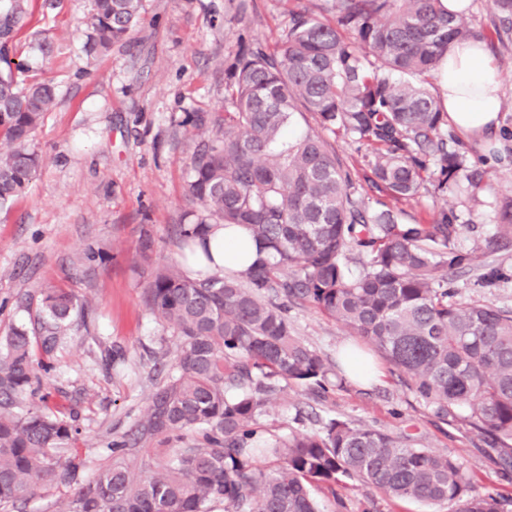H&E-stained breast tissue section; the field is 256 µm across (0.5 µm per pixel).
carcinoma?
Returning a JSON list of instances; mask_svg holds the SVG:
<instances>
[{
  "mask_svg": "<svg viewBox=\"0 0 512 512\" xmlns=\"http://www.w3.org/2000/svg\"><path fill=\"white\" fill-rule=\"evenodd\" d=\"M487 9L498 41L512 43V0ZM27 10L28 0H0V208L34 178L33 136L57 97L50 82L20 89L14 79L10 47ZM324 11L290 12L278 51L240 40L224 70L231 108L190 118L203 137L186 184L197 209L179 236L188 246L213 224L243 225L270 258L245 272H155L146 306L178 331L180 354L92 477L82 478L74 413L49 392L24 407L53 369L75 296L47 289L31 325L0 336L1 507L50 482L74 489L59 512H212L218 502L224 512H321L317 484L346 512L336 485L358 478L391 502L504 512L456 458L410 434L333 419L321 434L258 435L279 381L323 388L332 372L293 334L288 306L301 303L370 341L437 418L470 424L512 468V310L458 302L448 288L474 271L486 286L506 277L479 258L512 247V190L499 199L494 238L466 251L455 246L464 228L455 209L402 224L391 207L428 184L442 196L463 178L480 188L432 85L450 45L484 34L443 0H325ZM141 18L142 0H94L93 48L127 40ZM307 112L316 127L289 135ZM338 131L369 151L362 185L325 137ZM370 191L386 200L370 202ZM186 431L197 444L166 462L149 455L155 439Z\"/></svg>",
  "mask_w": 512,
  "mask_h": 512,
  "instance_id": "1",
  "label": "carcinoma"
}]
</instances>
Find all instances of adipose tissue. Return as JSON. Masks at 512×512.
Listing matches in <instances>:
<instances>
[{"instance_id": "obj_1", "label": "adipose tissue", "mask_w": 512, "mask_h": 512, "mask_svg": "<svg viewBox=\"0 0 512 512\" xmlns=\"http://www.w3.org/2000/svg\"><path fill=\"white\" fill-rule=\"evenodd\" d=\"M503 77L483 42L449 47L443 64L439 93L448 124L462 136L490 137L497 133ZM198 260L212 271H245L263 253L246 228L213 225L206 245L196 246Z\"/></svg>"}]
</instances>
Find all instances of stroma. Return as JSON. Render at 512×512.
Segmentation results:
<instances>
[{"label":"stroma","instance_id":"obj_1","mask_svg":"<svg viewBox=\"0 0 512 512\" xmlns=\"http://www.w3.org/2000/svg\"><path fill=\"white\" fill-rule=\"evenodd\" d=\"M322 0H144L140 24L109 51L89 48L92 0H32L19 24L11 56L21 62L20 85L52 82L56 105L45 113L32 146L43 162L26 193L0 209V335L29 323L22 299L39 305L44 288L60 286L89 301L74 316L54 353L55 368L42 384L72 408L84 476L105 459V449L146 409L179 353L176 331L148 310L145 287L154 268L181 260L177 229L191 207L185 196L190 159L199 138L188 119L223 113L224 69L240 39L276 48L288 13ZM53 45L42 61L41 42ZM502 132L462 146L483 173L476 200L430 192L403 202L406 224H427L449 205L466 228L458 248L491 237L497 203L512 179V80L505 82ZM152 263L141 264L143 237ZM507 271L492 285L459 278V298L512 308V248L488 258ZM295 336L341 370V354L356 345L374 365V378L346 375L343 385L316 389L286 382L258 418L265 439L318 434L330 419L408 432L421 446L454 456L479 492L512 497V471L471 428L446 423L400 381L367 341L308 305L289 312Z\"/></svg>","mask_w":512,"mask_h":512}]
</instances>
